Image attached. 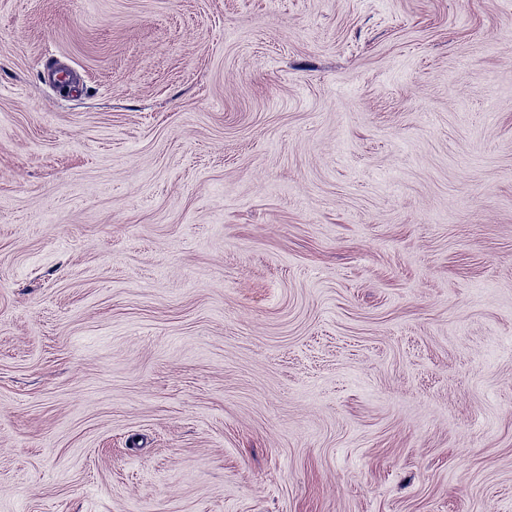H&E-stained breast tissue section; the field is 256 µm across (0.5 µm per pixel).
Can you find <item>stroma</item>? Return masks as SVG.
<instances>
[{
  "label": "stroma",
  "instance_id": "stroma-1",
  "mask_svg": "<svg viewBox=\"0 0 512 512\" xmlns=\"http://www.w3.org/2000/svg\"><path fill=\"white\" fill-rule=\"evenodd\" d=\"M0 512H512V0H0Z\"/></svg>",
  "mask_w": 512,
  "mask_h": 512
}]
</instances>
